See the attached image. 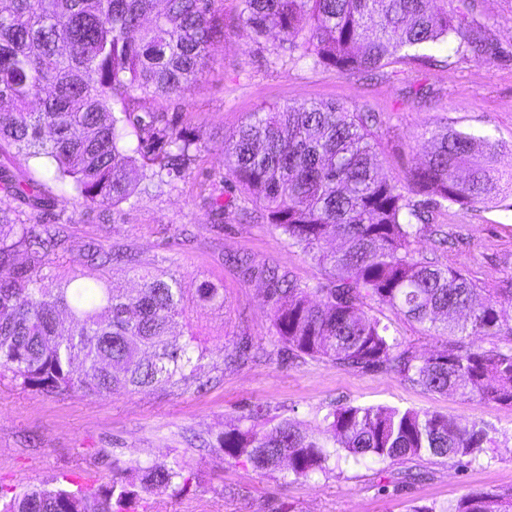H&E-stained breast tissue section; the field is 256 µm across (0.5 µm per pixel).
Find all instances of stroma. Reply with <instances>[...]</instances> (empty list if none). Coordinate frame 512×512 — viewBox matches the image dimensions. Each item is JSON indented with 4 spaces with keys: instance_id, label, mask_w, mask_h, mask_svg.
Listing matches in <instances>:
<instances>
[{
    "instance_id": "obj_1",
    "label": "stroma",
    "mask_w": 512,
    "mask_h": 512,
    "mask_svg": "<svg viewBox=\"0 0 512 512\" xmlns=\"http://www.w3.org/2000/svg\"><path fill=\"white\" fill-rule=\"evenodd\" d=\"M487 25L496 48L492 60L459 59L445 49L430 58H390L379 70L348 74L276 60L273 41L256 42L237 21L235 0H224L227 32L200 81L186 98L147 99L146 112H163L174 125L201 137L202 147L181 177L158 187L147 183L114 210L88 208L52 173L0 153V205L29 224H64L67 252L53 256L54 280L73 276L134 287L133 272L166 273L185 287L203 281L224 290L223 306L188 307L189 330L212 350L215 368L188 390L146 389L87 397L75 391L49 396L0 378V486L23 488L72 480L100 485L113 461L179 460L193 475L188 492L144 496L138 512H411L420 505L449 507L465 492H512V407L429 393L383 369L362 371L321 361L282 359L276 347L272 304L250 268L277 264L299 281H325L327 273L292 248L273 225L252 215L239 198L215 222L209 202L234 192L226 181L225 135L260 108L336 102L380 113L376 134L382 174L402 179L417 161L418 136L434 121L491 136L501 144L502 169L512 168V0H454ZM6 183L36 186L41 206L3 191ZM112 252L105 268L88 262L83 247ZM415 258L463 268L485 288L512 279V193L434 212L414 239ZM135 254L130 269L126 254ZM376 314L394 335L420 354L447 346L444 336L405 320L388 307ZM264 347L265 357L225 365L241 338ZM340 404L386 405L436 411L461 422L481 421L495 430L497 446L478 462L460 467L431 459L389 465L336 458L332 474L310 480L263 474L250 464L225 461L201 450L194 435H217L257 405L269 418L296 421L314 432Z\"/></svg>"
}]
</instances>
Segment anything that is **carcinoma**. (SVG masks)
I'll list each match as a JSON object with an SVG mask.
<instances>
[{"label":"carcinoma","mask_w":512,"mask_h":512,"mask_svg":"<svg viewBox=\"0 0 512 512\" xmlns=\"http://www.w3.org/2000/svg\"><path fill=\"white\" fill-rule=\"evenodd\" d=\"M223 0H11L0 11V151L48 164L88 206L116 209L149 166L159 183L178 177L199 139L163 112H140L155 97H184L211 48L224 40ZM237 19L277 54L340 72L372 71L401 51L413 59L444 47L448 57L491 50L486 27L448 0H238ZM375 112L326 102L251 113L224 138V170L259 218L328 271L303 284L277 266L259 270L273 306L279 352L360 369H385L428 392L512 406V281L483 288L462 269L414 259L426 213L474 205L512 188L499 143L437 123L424 132L421 161L404 181L376 163ZM137 137L126 144V128ZM416 189L423 199L408 196ZM339 239L341 247L324 244ZM68 249L61 228L26 224L0 206V376L61 396L119 389L189 387L208 358L189 338L171 339L187 302L224 305L211 282L189 290L173 276L144 275L137 289L75 278L47 283L49 256ZM24 251L28 261L17 262ZM429 325L437 336H480L428 355L402 347L371 304ZM266 355L242 341L230 361ZM322 430L289 419L259 432L233 426L205 442L224 459L311 479L334 471L343 450L392 465L424 457L470 465L494 443L492 428L389 406L341 405ZM98 486L0 488V512H137L142 495H183L191 484L177 460L129 467ZM453 512H512V494L471 492Z\"/></svg>","instance_id":"obj_1"}]
</instances>
